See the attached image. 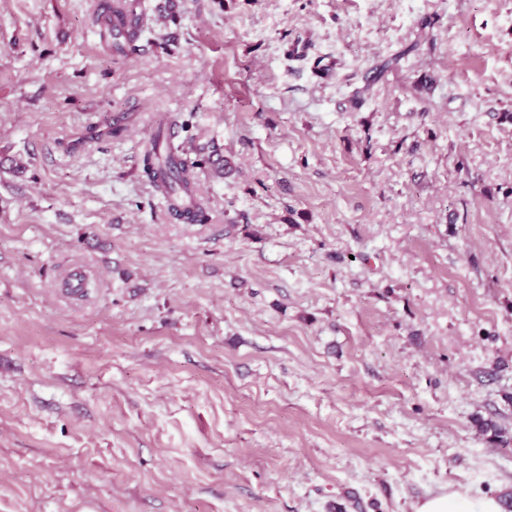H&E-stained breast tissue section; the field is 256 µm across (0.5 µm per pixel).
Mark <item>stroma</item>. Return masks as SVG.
Wrapping results in <instances>:
<instances>
[{"label": "stroma", "instance_id": "stroma-1", "mask_svg": "<svg viewBox=\"0 0 512 512\" xmlns=\"http://www.w3.org/2000/svg\"><path fill=\"white\" fill-rule=\"evenodd\" d=\"M107 2L0 0V512L512 497V0ZM183 149L169 139L157 135L143 156V172L155 187L161 189L178 218L187 223L201 222L203 208L193 204V180L196 163L183 157ZM196 208V209H195Z\"/></svg>", "mask_w": 512, "mask_h": 512}]
</instances>
